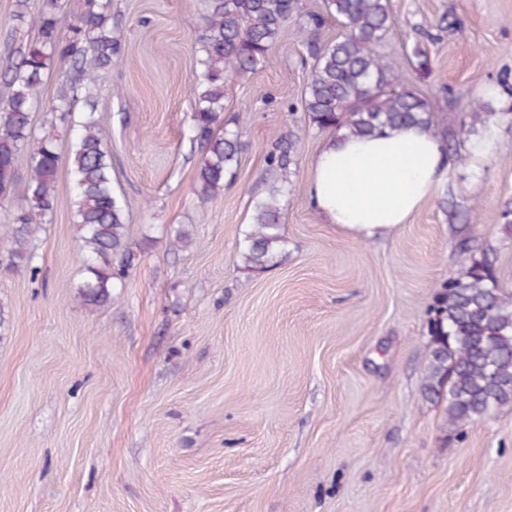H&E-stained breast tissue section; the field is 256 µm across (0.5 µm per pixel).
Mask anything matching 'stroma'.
<instances>
[{
	"label": "stroma",
	"instance_id": "1",
	"mask_svg": "<svg viewBox=\"0 0 512 512\" xmlns=\"http://www.w3.org/2000/svg\"><path fill=\"white\" fill-rule=\"evenodd\" d=\"M383 47L447 139L475 100L500 116L493 149L453 163L408 223L376 240L325 223L305 185L327 133L303 110L307 55L288 22L270 60L228 84L224 115L246 144L207 207L189 138L197 0H112L120 65L94 94L112 146L113 189L137 257L119 298L83 304L70 207L32 234L35 269L0 267V512H512V407L448 433L425 399L435 286L460 244L493 246L512 294V0H390ZM0 0V62L33 32ZM433 73L420 78L414 49ZM67 68L39 92L37 134L54 131ZM293 134L286 240L273 265L239 258L266 155ZM184 243H176L177 234Z\"/></svg>",
	"mask_w": 512,
	"mask_h": 512
}]
</instances>
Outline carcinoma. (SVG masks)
Instances as JSON below:
<instances>
[{"label": "carcinoma", "instance_id": "1", "mask_svg": "<svg viewBox=\"0 0 512 512\" xmlns=\"http://www.w3.org/2000/svg\"><path fill=\"white\" fill-rule=\"evenodd\" d=\"M200 26L197 65L190 89L195 100L190 139L204 157L194 193L205 206L224 189L244 143L239 131L224 126V87L268 62L285 25L299 15L297 32L307 45L310 69L305 109L310 126L334 134L366 137L407 125H434L427 101L408 87L380 47L394 26L389 0H326L319 13L299 14L298 0H198ZM88 10L60 29V0H42L29 14L28 0H15V17L30 18L36 36L4 68L7 105L0 109V194L17 179L20 163L28 171L16 206L7 255L0 264L14 269L34 261L33 228L48 224L58 207L56 175L60 155L50 136L29 148L32 114L52 66L68 65L69 79L55 106L56 118L71 126L70 174L75 224L81 240L85 277L77 285L84 304L103 306L119 295L136 254L130 242L125 205L112 189L108 133L92 90L100 72L121 61L112 36L111 0H87ZM336 22V37L319 42L313 34ZM85 91V112L72 123L71 92ZM497 112L476 105L460 123L466 140L483 137ZM290 148L275 145L267 155L271 187L255 206L240 258L254 270L268 268L282 251L279 224L282 197L292 190ZM428 354L423 391L444 398L452 428L512 407V296L501 290L487 252L468 251L456 273L435 287L427 322Z\"/></svg>", "mask_w": 512, "mask_h": 512}]
</instances>
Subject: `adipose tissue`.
<instances>
[{"label": "adipose tissue", "instance_id": "adipose-tissue-1", "mask_svg": "<svg viewBox=\"0 0 512 512\" xmlns=\"http://www.w3.org/2000/svg\"><path fill=\"white\" fill-rule=\"evenodd\" d=\"M451 166L442 141L418 126L330 139L312 163L307 201L326 223L383 238L434 196Z\"/></svg>", "mask_w": 512, "mask_h": 512}]
</instances>
